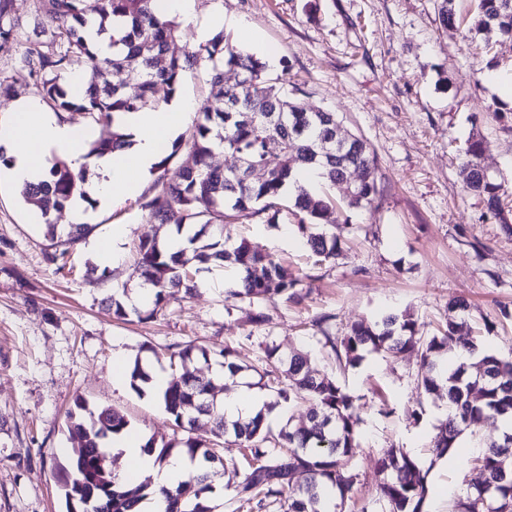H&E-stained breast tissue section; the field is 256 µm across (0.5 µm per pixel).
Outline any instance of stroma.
I'll return each mask as SVG.
<instances>
[{"mask_svg":"<svg viewBox=\"0 0 512 512\" xmlns=\"http://www.w3.org/2000/svg\"><path fill=\"white\" fill-rule=\"evenodd\" d=\"M440 2L195 0V25L171 47L194 50L198 25L224 14L233 45L269 59L270 74H286L310 107L336 112L342 133L362 137L374 157L380 200L361 210L338 206L327 223L340 236L335 260L313 265L291 218L263 214L225 225L228 243L248 239L288 265L300 279L301 302L276 297L255 309L225 301L236 274L211 266L196 273L193 294L147 317L150 303L132 272L139 240L170 230L142 208L159 169L136 198L91 211L96 229L71 250L74 271L66 277L46 257L37 214L15 189H0V512H64L61 469L75 445L65 420L76 396L121 411L142 439H172L158 396L126 379L113 384V366L120 353L126 364L139 358L164 370L170 346L188 342L231 346L248 366L260 365L265 344L298 349L312 369L335 374L357 396V479L345 512H381L379 460L390 446L428 468L424 512H451L459 491L480 478L474 460L499 429L481 426L459 438L452 459L436 458L430 441L448 402L421 396L419 359L368 353L340 371L321 343L322 332L340 337L385 311H408L430 333L460 321L452 301L463 297L471 324L490 322L480 351L512 349V233L467 192L459 152L473 135L484 138L481 163L502 183L512 214V103L486 78L490 69L512 72V40L488 34V52L477 53L462 24L472 0H454L461 24L453 28L441 26ZM241 21L252 38L241 36ZM28 45L23 36L0 40V77L13 84L0 113L37 93L17 67ZM116 224L125 227L116 243L121 258L107 265L96 244ZM122 289L124 318L104 302Z\"/></svg>","mask_w":512,"mask_h":512,"instance_id":"35a3bbf8","label":"stroma"}]
</instances>
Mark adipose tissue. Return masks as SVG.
<instances>
[{"instance_id":"obj_1","label":"adipose tissue","mask_w":512,"mask_h":512,"mask_svg":"<svg viewBox=\"0 0 512 512\" xmlns=\"http://www.w3.org/2000/svg\"><path fill=\"white\" fill-rule=\"evenodd\" d=\"M195 110L194 101L179 99L150 112L119 113L115 121L130 135L132 147L91 155L82 146L84 132L39 110L35 98L20 100L12 111L0 116V147L10 159L6 178L13 186L23 187L41 179L49 160L62 157L73 168L89 170L91 177L84 188L99 204L136 197L143 189L144 175L158 161L161 142L174 136ZM108 448L124 463L117 474L119 480L138 483L147 479L157 489L176 487L203 468L201 461L179 453L158 463L155 454L129 434L113 435Z\"/></svg>"}]
</instances>
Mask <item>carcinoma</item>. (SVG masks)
Returning <instances> with one entry per match:
<instances>
[{
  "label": "carcinoma",
  "mask_w": 512,
  "mask_h": 512,
  "mask_svg": "<svg viewBox=\"0 0 512 512\" xmlns=\"http://www.w3.org/2000/svg\"><path fill=\"white\" fill-rule=\"evenodd\" d=\"M13 0H0V39L19 35L10 20ZM475 34L491 31L512 38V0H477L473 15ZM30 25L36 34L49 36L21 58V66L34 82L42 99L54 111L69 114L70 119L90 118L112 128V132L88 144V154L122 150L131 146L127 135L114 127L115 114L130 110L153 111L159 101L155 89L166 86L167 94L176 91L183 71L194 65L206 70L210 96L192 128L189 151L193 163L179 168L171 178L160 176L156 193L143 203L151 219L162 224L197 226L189 237L193 259L233 265L244 274L242 287L225 291V300L260 304L272 296L299 299L300 280L274 256L241 240L234 245L224 241V225L266 212L276 216L290 214L315 263L336 256V233L318 231L335 205L329 190L343 189V200L350 209L372 206L380 197L376 164L365 141L348 136L343 155L330 160L322 156L319 141L339 134L336 113L315 112L296 90L288 89L283 76L271 77L267 65L255 55L234 48L218 32L197 49L181 56L163 54L179 37V23L162 14L159 0H36ZM86 64L93 65L101 82L88 86L85 94L71 93L65 75ZM233 71L238 80L230 85L225 74ZM136 81L139 93L130 96L126 84ZM277 139L281 149L267 151V141ZM221 148L246 159L250 166L267 175L254 180L210 167L208 159ZM484 143H468L464 155L466 188L479 198L485 214L508 223L501 202L502 184L483 172L480 157ZM320 170L322 189L310 192L302 186L297 194L286 196L285 188L295 174L306 168ZM359 170L353 183L345 182L348 170ZM86 171L72 170L56 159L37 183H29L20 198L39 207V224L54 252L48 259L65 272L66 256L86 238L91 224H56L52 214L80 198L89 206L94 201L84 190ZM186 250L168 252L156 237L147 236L137 245L135 273L152 291L148 316L161 311L182 292L193 290L195 271L188 267ZM467 321L451 322L431 335H420L418 323L410 314L390 313L378 320L351 326L340 339L324 336L323 346L330 348L339 366H354L367 353L394 356L411 350L421 359V384L424 393L444 394L448 416L431 442L436 457L448 454L463 434L472 433L485 423L500 418L512 419V353L506 356H476L478 347L465 338L461 347L470 358L456 367L448 366V357L456 353L453 342ZM264 367L250 369L232 360L233 348L219 351L192 343L170 354V366H180L182 374L172 378L160 397L164 411L174 425L190 437L158 446L150 441L145 447L165 462L175 451L198 457L207 470L192 475L174 489L154 490L149 484L129 486L112 477L107 441L124 431L129 422L111 407L93 410L81 397L75 398L66 415L69 431L77 434L79 445L73 450L69 476L62 485L66 512H135L140 501L159 495L164 512H219L221 505L209 498L213 478L221 475L224 458L219 440L233 432L239 447L247 450L248 469L235 486L240 508L262 510L278 502L283 512H343L353 490L356 474L350 468L359 421L357 397L329 375H316L308 367L309 357L297 351L283 354L278 346L264 349ZM223 358L225 377L236 380L240 373L253 371L254 385L268 392L267 410L301 401L310 404L307 423L294 427L291 422L273 431L263 412L246 421H227L214 400V386L189 370L196 359ZM210 425L214 437L206 441L193 436L199 421ZM512 434L485 445L477 464L484 471L486 488L469 484L457 494L455 512H503L512 506ZM301 469L307 475L304 484L294 485L287 468ZM386 478L380 486L385 512H423L428 493V471L401 448H387L381 458Z\"/></svg>",
  "instance_id": "1"
}]
</instances>
